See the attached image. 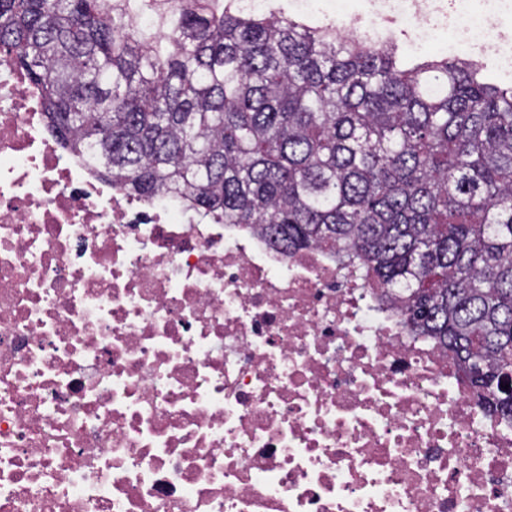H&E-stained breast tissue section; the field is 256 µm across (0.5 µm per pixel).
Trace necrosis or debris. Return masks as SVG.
I'll return each mask as SVG.
<instances>
[{
    "label": "necrosis or debris",
    "instance_id": "necrosis-or-debris-1",
    "mask_svg": "<svg viewBox=\"0 0 512 512\" xmlns=\"http://www.w3.org/2000/svg\"><path fill=\"white\" fill-rule=\"evenodd\" d=\"M485 2L454 52L512 70ZM0 512H512V419L358 265L101 181L0 61Z\"/></svg>",
    "mask_w": 512,
    "mask_h": 512
}]
</instances>
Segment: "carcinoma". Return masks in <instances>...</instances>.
<instances>
[{"label": "carcinoma", "mask_w": 512, "mask_h": 512, "mask_svg": "<svg viewBox=\"0 0 512 512\" xmlns=\"http://www.w3.org/2000/svg\"><path fill=\"white\" fill-rule=\"evenodd\" d=\"M0 0V52L63 149L124 191L358 260L490 412L512 416V84L481 65L333 39L271 8Z\"/></svg>", "instance_id": "obj_1"}]
</instances>
